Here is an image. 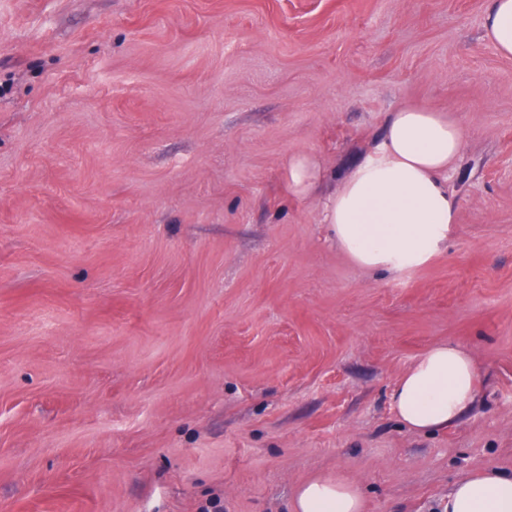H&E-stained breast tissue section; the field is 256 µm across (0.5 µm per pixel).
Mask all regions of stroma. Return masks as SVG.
<instances>
[{
    "instance_id": "stroma-1",
    "label": "stroma",
    "mask_w": 512,
    "mask_h": 512,
    "mask_svg": "<svg viewBox=\"0 0 512 512\" xmlns=\"http://www.w3.org/2000/svg\"><path fill=\"white\" fill-rule=\"evenodd\" d=\"M488 0H0V512H442L512 475V59ZM464 130L448 244L355 264L291 155L338 187L390 112ZM469 412L409 430L438 343ZM483 38L499 55L512 57V0H489ZM288 193L294 197L314 195L323 180V171L317 157L302 153L289 157L286 166ZM475 377L476 365L468 352L451 342L436 344L396 384L392 408L412 430L446 428L471 409ZM365 502L358 486L344 477L315 478L294 493V512H364Z\"/></svg>"
}]
</instances>
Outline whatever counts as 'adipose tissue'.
<instances>
[{
  "label": "adipose tissue",
  "instance_id": "obj_1",
  "mask_svg": "<svg viewBox=\"0 0 512 512\" xmlns=\"http://www.w3.org/2000/svg\"><path fill=\"white\" fill-rule=\"evenodd\" d=\"M483 37L512 57V0H489ZM461 126L439 112L404 106L392 112L381 143L324 203L344 253L357 265L390 271L418 267L448 243L456 202L446 177L461 156ZM288 192L314 195L323 180L315 155L295 154L286 166ZM476 365L453 343L423 353L399 380L392 408L415 431L442 429L475 400ZM358 486L344 476L315 478L294 493V512H364ZM443 512H512V475L482 470L460 477Z\"/></svg>",
  "mask_w": 512,
  "mask_h": 512
}]
</instances>
